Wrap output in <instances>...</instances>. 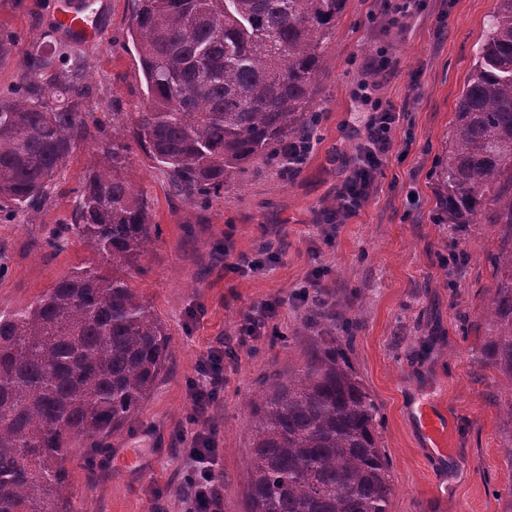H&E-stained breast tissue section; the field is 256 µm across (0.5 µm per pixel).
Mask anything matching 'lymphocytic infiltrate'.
<instances>
[{
    "label": "lymphocytic infiltrate",
    "mask_w": 512,
    "mask_h": 512,
    "mask_svg": "<svg viewBox=\"0 0 512 512\" xmlns=\"http://www.w3.org/2000/svg\"><path fill=\"white\" fill-rule=\"evenodd\" d=\"M367 108L363 130L345 128L344 134L356 137L354 153L346 163V174L336 190L334 205L324 208L319 221L343 224L358 215L377 189L376 175L393 149V130L399 119L392 105L361 91ZM259 315L249 317L238 330L239 344L260 341L277 315V306L261 303ZM234 343V344H237ZM234 344L218 342L198 363L197 376L190 383L193 432L182 435L177 454L186 471L178 495L186 512H224V471L219 465L222 450L215 438L211 411L224 391V357Z\"/></svg>",
    "instance_id": "lymphocytic-infiltrate-1"
}]
</instances>
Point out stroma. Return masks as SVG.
I'll list each match as a JSON object with an SVG mask.
<instances>
[{
	"instance_id": "obj_1",
	"label": "stroma",
	"mask_w": 512,
	"mask_h": 512,
	"mask_svg": "<svg viewBox=\"0 0 512 512\" xmlns=\"http://www.w3.org/2000/svg\"><path fill=\"white\" fill-rule=\"evenodd\" d=\"M52 2L0 0V96L24 86L33 46L51 55L63 44ZM104 2L102 40L80 47L90 88L87 129L40 211L0 216V312L28 306L76 269L111 271L78 237L52 255L44 238L55 225L71 223L76 192L102 159L101 142L116 135L130 145L122 174L148 199L159 228L127 280L164 323L171 359L107 449H67L71 502L82 512H154L158 503L182 512L173 450L194 428L189 386L198 361L216 337L235 335L254 306L276 300L268 335L225 360L227 382L213 411L224 450V512H244L249 403L265 374L300 366L308 308L294 293L316 276L324 298L349 305L358 320L352 361L380 409L376 432L393 488L389 512H503L497 495L512 487L505 459L511 444L500 428L495 373L477 358L487 338L481 312L496 286L488 256L499 246V230L437 223L435 196L456 103L497 0H420L396 24L386 0H347L312 87L318 122L305 163L292 176L273 160L252 164L221 195L192 201L176 195L131 142L133 122L150 105L129 33L134 2ZM381 55L388 67L376 75L367 65ZM364 82L376 84L381 100L400 114L394 146L360 214L323 229L319 212L335 198L342 160L355 146L343 128L363 124L357 90ZM241 257L264 264L228 270ZM427 405L448 417L446 451L433 448L419 426L418 411ZM130 449L142 459L140 470L116 465Z\"/></svg>"
}]
</instances>
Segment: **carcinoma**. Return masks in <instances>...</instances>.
Wrapping results in <instances>:
<instances>
[{"instance_id":"carcinoma-1","label":"carcinoma","mask_w":512,"mask_h":512,"mask_svg":"<svg viewBox=\"0 0 512 512\" xmlns=\"http://www.w3.org/2000/svg\"><path fill=\"white\" fill-rule=\"evenodd\" d=\"M346 0H135L130 36L151 108L131 134L186 200L218 196L245 167L312 130V86ZM32 80L0 98V213L36 212L87 126L78 66L30 57ZM127 147L101 146L78 190L75 234L112 264L78 269L29 306L0 313V512H74L65 450L108 447L151 395L170 337L124 277L158 235L122 177ZM441 224H497L496 288L481 363L502 380L512 442V0H497L438 172ZM302 364L251 400L246 512H388L378 407L349 358L351 307L307 320Z\"/></svg>"}]
</instances>
